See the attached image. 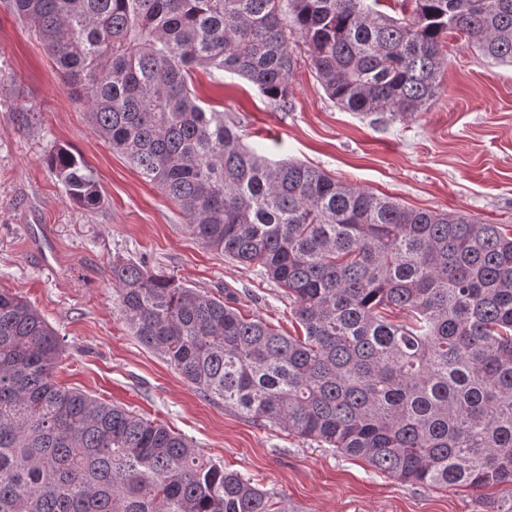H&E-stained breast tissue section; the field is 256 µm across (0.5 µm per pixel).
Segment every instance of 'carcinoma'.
I'll use <instances>...</instances> for the list:
<instances>
[{"instance_id": "1", "label": "carcinoma", "mask_w": 512, "mask_h": 512, "mask_svg": "<svg viewBox=\"0 0 512 512\" xmlns=\"http://www.w3.org/2000/svg\"><path fill=\"white\" fill-rule=\"evenodd\" d=\"M7 0L96 132L201 244L260 268L302 330L245 315L130 259L119 311L208 400L410 484H512V225L408 208L245 145L194 72L237 74L288 110L296 35L327 96L392 123L439 93L448 34L512 65V0ZM51 170L103 206L68 149ZM60 339L0 289V512H288L181 433L55 380Z\"/></svg>"}]
</instances>
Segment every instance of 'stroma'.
<instances>
[{"instance_id": "35a3bbf8", "label": "stroma", "mask_w": 512, "mask_h": 512, "mask_svg": "<svg viewBox=\"0 0 512 512\" xmlns=\"http://www.w3.org/2000/svg\"><path fill=\"white\" fill-rule=\"evenodd\" d=\"M441 94L420 114L375 125L331 101L300 63L280 110L241 77L197 72L205 108L237 116L246 145L300 160L336 180L413 209L512 225V66L447 39ZM18 112L37 113L23 128ZM61 145L94 170L102 208L77 207L49 169ZM177 206L144 181L92 127L33 33L0 6V289L31 303L63 346L57 382L123 406L191 439L208 458L276 493L290 512H491L487 490L404 483L326 444L204 399L124 323L109 279L120 257L208 293L234 290L244 311L283 334L297 324L281 288L253 267L206 249ZM51 247L52 268L38 265Z\"/></svg>"}]
</instances>
